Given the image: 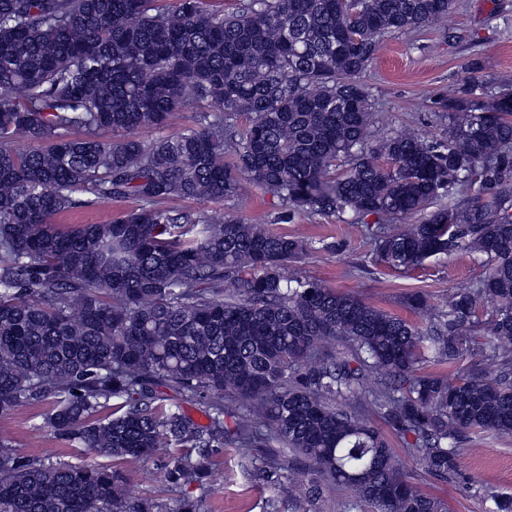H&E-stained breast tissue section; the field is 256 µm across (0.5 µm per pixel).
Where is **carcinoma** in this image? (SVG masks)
<instances>
[{
    "label": "carcinoma",
    "instance_id": "cac0c4a2",
    "mask_svg": "<svg viewBox=\"0 0 512 512\" xmlns=\"http://www.w3.org/2000/svg\"><path fill=\"white\" fill-rule=\"evenodd\" d=\"M452 6L242 0L224 14L204 0L171 13L158 0H0V413L48 403L49 431L101 457L172 448L165 481L179 490L204 485L224 444L275 440L311 462L309 506L328 482L370 512H447L371 417L444 481L462 477L467 433L512 434V93L484 100L473 62L442 100L445 138L413 127L377 138L361 77L382 36ZM186 106L177 136H136ZM249 187L295 210L377 216L374 250L395 269L467 250L489 273L435 315L408 296L416 322L285 275L303 238L165 207ZM105 200L135 206L57 222ZM467 354L495 363L494 377L422 371ZM196 400L206 425L182 407ZM0 512L161 510L130 501L104 465L26 459L0 442Z\"/></svg>",
    "mask_w": 512,
    "mask_h": 512
}]
</instances>
